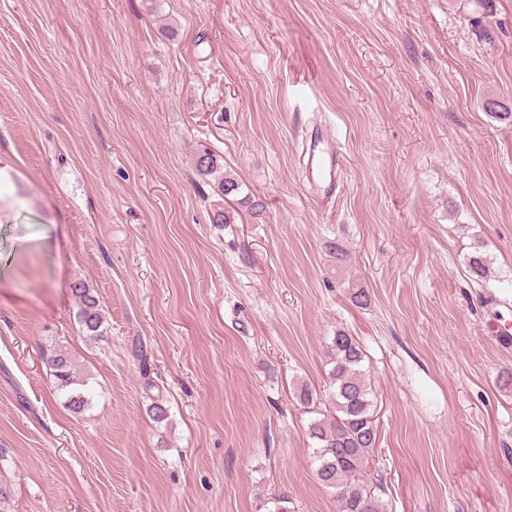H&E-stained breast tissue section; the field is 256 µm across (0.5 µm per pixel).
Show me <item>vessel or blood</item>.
Masks as SVG:
<instances>
[{"instance_id":"b4317fda","label":"vessel or blood","mask_w":512,"mask_h":512,"mask_svg":"<svg viewBox=\"0 0 512 512\" xmlns=\"http://www.w3.org/2000/svg\"><path fill=\"white\" fill-rule=\"evenodd\" d=\"M307 178L320 206H327L342 176V153L324 129H314L305 146Z\"/></svg>"}]
</instances>
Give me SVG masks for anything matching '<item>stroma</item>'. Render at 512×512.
Listing matches in <instances>:
<instances>
[{"mask_svg":"<svg viewBox=\"0 0 512 512\" xmlns=\"http://www.w3.org/2000/svg\"><path fill=\"white\" fill-rule=\"evenodd\" d=\"M468 10L0 0V512H339L297 400L328 397L339 329L376 395L381 512H512V120L483 108L512 111V0L487 37ZM318 126L345 146L328 209L301 165ZM202 145L243 186L226 224ZM72 294L79 302L77 317L83 330L89 336H100V328L103 325V317L99 309V300L93 289L83 280H76L71 285ZM48 362L53 369L54 376L58 382V388L67 392L69 408L74 413L85 411L89 405L88 393L86 390L70 387L75 384L81 386L86 384L77 383L79 380L75 376L73 361L68 354L61 350L55 351L50 355Z\"/></svg>","mask_w":512,"mask_h":512,"instance_id":"obj_1","label":"stroma"}]
</instances>
